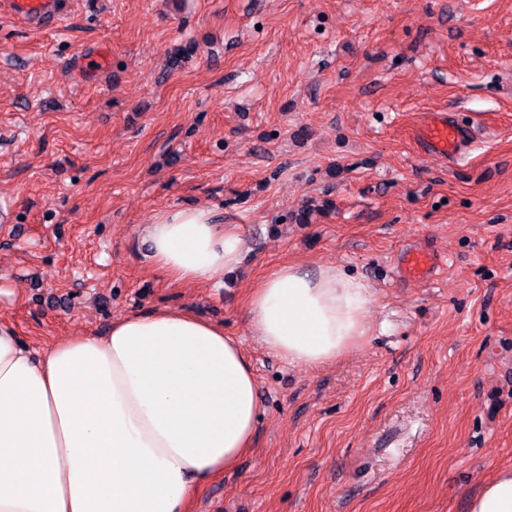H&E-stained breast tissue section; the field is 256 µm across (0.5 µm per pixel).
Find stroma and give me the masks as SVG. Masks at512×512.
<instances>
[{"label": "stroma", "instance_id": "1", "mask_svg": "<svg viewBox=\"0 0 512 512\" xmlns=\"http://www.w3.org/2000/svg\"><path fill=\"white\" fill-rule=\"evenodd\" d=\"M65 2L51 29L0 10V322L38 349L164 306L223 324L260 416L190 512H468L512 467V0ZM441 111L478 131L450 163L411 137ZM188 206L240 228L221 282L146 256L142 227ZM420 246L436 274L394 276ZM283 263L371 286L343 359L253 335Z\"/></svg>", "mask_w": 512, "mask_h": 512}]
</instances>
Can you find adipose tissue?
Listing matches in <instances>:
<instances>
[{"instance_id": "adipose-tissue-1", "label": "adipose tissue", "mask_w": 512, "mask_h": 512, "mask_svg": "<svg viewBox=\"0 0 512 512\" xmlns=\"http://www.w3.org/2000/svg\"><path fill=\"white\" fill-rule=\"evenodd\" d=\"M142 235L175 282L221 281L242 253L236 225L206 207L165 210ZM372 300L336 266L284 264L253 288L248 320L267 349L316 368L367 336ZM259 411L239 343L189 311L127 313L45 350L0 324V512H187L247 450ZM469 512H512V468Z\"/></svg>"}]
</instances>
